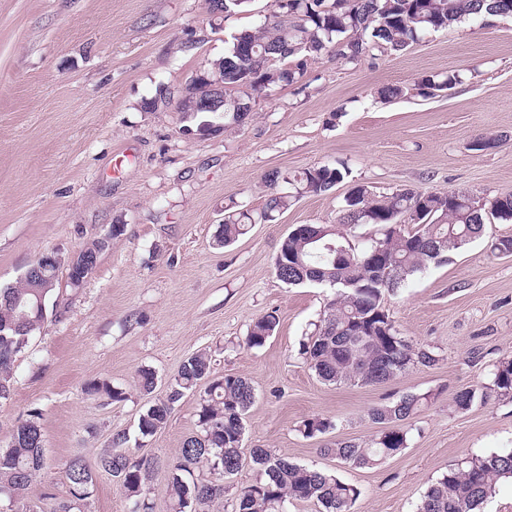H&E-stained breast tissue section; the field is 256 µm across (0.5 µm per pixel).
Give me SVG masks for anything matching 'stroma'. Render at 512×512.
I'll list each match as a JSON object with an SVG mask.
<instances>
[{
    "label": "stroma",
    "instance_id": "stroma-1",
    "mask_svg": "<svg viewBox=\"0 0 512 512\" xmlns=\"http://www.w3.org/2000/svg\"><path fill=\"white\" fill-rule=\"evenodd\" d=\"M273 0L214 19L206 0H0V286L13 285L40 255L69 257L123 225L84 285L60 286L47 318L14 363L16 383L0 401V448L29 410L42 412L47 467L38 485L68 496L65 461H95L113 434L136 436L149 396L136 372H156L155 396L180 363L209 355L217 375L246 377L255 401L244 450L331 470L357 487L352 512H417L427 487L463 459L512 449V400L459 412L453 394L492 380L512 359V256L486 234L448 262L410 277L384 306L401 336L430 350L381 385L328 384L302 345L333 297L320 287L291 288L274 258L299 224H333L355 185L456 190L480 200L512 192V17L473 19L420 37L397 55L312 62L301 87L257 98L245 123L189 115L174 104L144 111L160 90L187 88L222 59L232 34L257 27ZM458 74L447 92L425 98L426 75ZM386 87L404 91L383 97ZM495 135L500 146L471 150ZM347 165L332 190L301 194L275 221L253 225L228 248L216 246L227 206L262 209L268 172ZM276 313L260 348L252 323ZM104 381L123 388L113 402L86 395ZM405 393L428 395L412 420L407 448L358 468L321 455L338 440L370 446L381 427L370 409ZM199 396L176 405L165 427L135 454L165 458L195 431ZM319 416L329 432L300 427ZM55 500H35L52 512Z\"/></svg>",
    "mask_w": 512,
    "mask_h": 512
}]
</instances>
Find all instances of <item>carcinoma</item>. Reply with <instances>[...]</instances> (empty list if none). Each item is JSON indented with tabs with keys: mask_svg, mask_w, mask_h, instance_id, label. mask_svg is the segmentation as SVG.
<instances>
[{
	"mask_svg": "<svg viewBox=\"0 0 512 512\" xmlns=\"http://www.w3.org/2000/svg\"><path fill=\"white\" fill-rule=\"evenodd\" d=\"M276 10L254 30L232 37L224 58L203 71L224 83V98L208 112L224 114V127L244 123L241 94L248 88L259 94L275 86H290L304 77L308 62L334 52L349 62L378 50L397 53L420 36L448 29L468 19L512 16V0H275ZM459 75L443 80L429 75L416 83L418 94L432 96L440 85L452 87ZM346 168L319 165L288 175L273 171L264 177L270 189L261 211H232L224 216L216 244L227 246L247 234L253 224L272 221L291 206L299 193L321 194L341 183ZM284 183L296 192L279 189ZM412 212L411 229L398 220ZM512 221V193L481 205L466 194L452 190L423 191L402 188L377 193L357 185L344 198L338 223L326 226L319 241L310 231L292 230L282 240L275 257L277 278L288 286L320 285L335 290L310 343L303 345L311 369L331 384L387 383L411 366L431 364L433 354L416 350L395 327L382 305L385 294H394L408 277L448 260L485 232L486 220ZM374 224L378 237L366 245L352 242L346 227ZM122 225H112L110 238L92 241L81 249V258L95 268L109 239L119 237ZM58 276L51 280L22 279L0 287V400L11 396L16 357L29 346L44 320L32 308L36 298L50 301ZM277 326L274 313L253 323L247 345L263 346ZM206 384L200 394L199 430L164 460L135 459L128 448L129 436L118 432L107 452L91 463L74 454L65 463L69 497L58 502L54 512H83L93 496L97 476L105 473L119 483L131 502V512H154L149 486L154 467L169 474L168 512H209L224 500V482L243 465L245 415L255 400L248 379L236 375H213L211 358L204 353L187 357L167 386L165 397L139 414L137 434L146 439L168 422L176 404L188 392ZM89 395H105L112 401L126 399L125 392L106 383L91 382ZM512 399V359L498 362L492 384L462 388L453 395L458 411H467L490 397ZM428 397L406 393L370 410L377 424L387 425L371 447L338 440L320 453L355 467H370L400 453L408 445L409 424ZM42 413L31 409L20 419L8 447L0 448V501L10 512L24 509L27 493L46 468ZM331 421L314 416L303 421L307 437L324 434ZM254 465L263 473L255 483L241 488L232 512H288L293 501H315L321 512H352L360 490L340 480L330 470L300 465L277 457L265 448L252 451ZM512 479V450L475 455L448 469L426 490L418 512H480L481 505L501 480Z\"/></svg>",
	"mask_w": 512,
	"mask_h": 512,
	"instance_id": "1",
	"label": "carcinoma"
}]
</instances>
